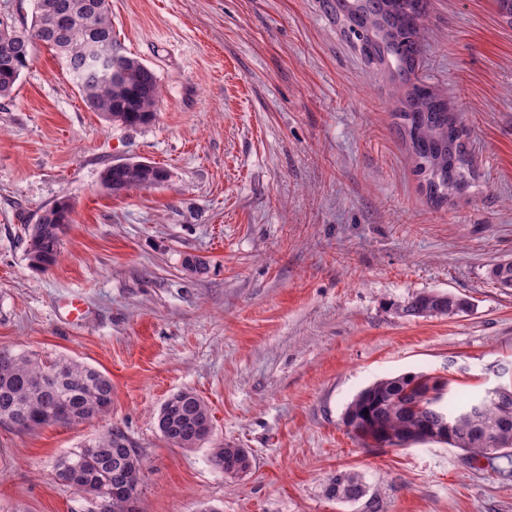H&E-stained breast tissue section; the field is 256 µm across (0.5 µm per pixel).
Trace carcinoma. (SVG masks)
<instances>
[{"label": "carcinoma", "mask_w": 512, "mask_h": 512, "mask_svg": "<svg viewBox=\"0 0 512 512\" xmlns=\"http://www.w3.org/2000/svg\"><path fill=\"white\" fill-rule=\"evenodd\" d=\"M60 5L65 23L51 26L43 8L35 9L30 26L0 30V97H8L28 66L35 45L42 43L62 56L72 55L67 70L86 104L112 122L126 126L151 123L157 112L160 85L154 71L136 57L112 52V74L103 79L82 65L79 57L90 44L113 47L109 0H39ZM429 0H335L336 15L348 24L367 61L384 67L396 84L392 113L408 140L415 172L429 199L439 204L448 193L465 189L471 178L463 129L448 100L427 85L418 72L423 54L424 22ZM167 170L124 163L105 168L102 186L114 193L150 189L161 184ZM72 204L56 202L43 211L28 231L26 255L32 267L46 270L60 257L62 237L71 224ZM490 278L512 288V262L496 264ZM468 302L445 292H418L396 311L412 317L454 316ZM500 403L474 409L476 396L452 390L448 381L426 373L401 374L369 385L346 408L343 423L367 448H400L408 438L425 436L449 423L445 443L482 457L486 440L497 437L512 455V386ZM112 407V381L99 370L73 359H42L0 350V422L31 431L51 424H79ZM158 428L176 448H193L211 433V413L191 390H180L160 408ZM211 465L238 476L252 467L245 448H213ZM142 471L140 455L126 447L125 436L108 432L61 459L58 480L104 498L108 512H135ZM326 496L356 501L366 486L354 472L340 471L329 479Z\"/></svg>", "instance_id": "1"}]
</instances>
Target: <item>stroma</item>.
<instances>
[{"label":"stroma","instance_id":"stroma-1","mask_svg":"<svg viewBox=\"0 0 512 512\" xmlns=\"http://www.w3.org/2000/svg\"><path fill=\"white\" fill-rule=\"evenodd\" d=\"M423 75L457 112L475 180L430 202L392 115L396 91L324 0H111L117 46L156 74V119L90 109L64 64L34 52L0 98V349L83 361L112 380L93 420L0 424V512H92L57 461L120 431L143 463L137 512H512V463L444 443L367 448L342 418L405 373L479 393L512 383V24L494 0H429ZM167 182L113 194L106 167ZM73 205L58 262L33 269L27 228ZM203 260L204 270L189 267ZM421 291L470 300L454 317L395 310ZM79 297L82 322L61 306ZM194 391L207 444L171 447L162 404ZM248 449L230 477L213 448ZM358 472L357 502L328 499ZM366 486L360 476L354 472L340 471L329 479L325 488L329 499L356 501L366 495Z\"/></svg>","mask_w":512,"mask_h":512}]
</instances>
